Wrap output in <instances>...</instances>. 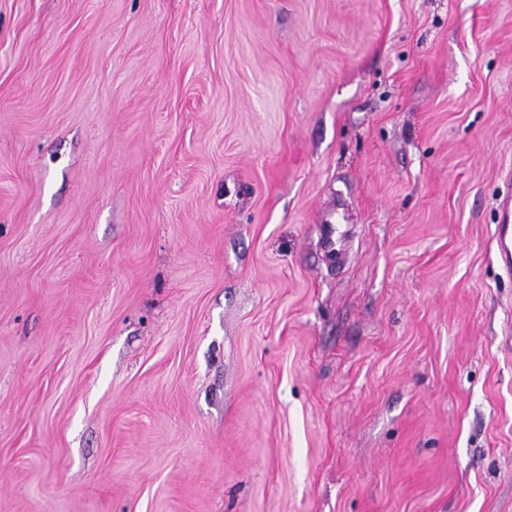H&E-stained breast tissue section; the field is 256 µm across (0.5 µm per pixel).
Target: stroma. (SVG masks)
Returning <instances> with one entry per match:
<instances>
[{
  "instance_id": "1",
  "label": "stroma",
  "mask_w": 512,
  "mask_h": 512,
  "mask_svg": "<svg viewBox=\"0 0 512 512\" xmlns=\"http://www.w3.org/2000/svg\"><path fill=\"white\" fill-rule=\"evenodd\" d=\"M508 167L512 0H0V512H512ZM505 191L497 201V224L494 238L497 245L496 261L507 277L512 278V169L502 173ZM321 222L324 224L322 237L324 255L331 264H339L344 252V233L341 230L340 221L337 218L336 222L323 218Z\"/></svg>"
}]
</instances>
